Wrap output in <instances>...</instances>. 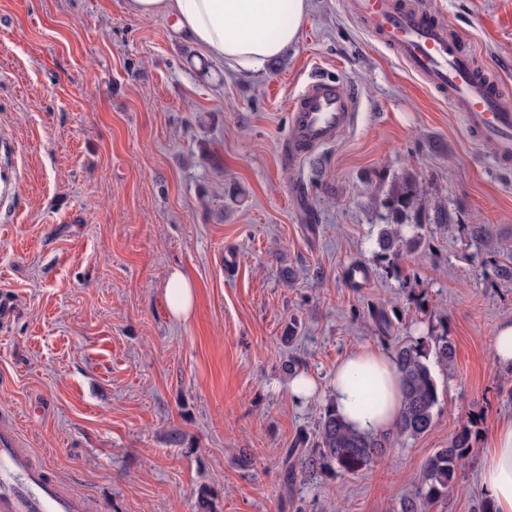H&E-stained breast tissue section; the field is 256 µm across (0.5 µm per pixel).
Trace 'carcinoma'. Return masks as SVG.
Listing matches in <instances>:
<instances>
[{"label":"carcinoma","mask_w":512,"mask_h":512,"mask_svg":"<svg viewBox=\"0 0 512 512\" xmlns=\"http://www.w3.org/2000/svg\"><path fill=\"white\" fill-rule=\"evenodd\" d=\"M424 204V190L413 174H406L390 186L382 203L386 224L378 235V246L383 254L393 251L401 228L406 226L411 213ZM432 357L443 366L453 360L454 347L448 337L436 336L429 342L420 337L396 347L393 352L404 389V405L395 434L377 437L356 432L328 405L319 422L313 447L301 448L295 444L286 450L284 484L292 485L300 475L312 476L319 470L333 467L346 473L358 472L390 452L401 439L427 433L433 425L439 400L437 382L429 365ZM471 438L472 430L466 427L448 447L427 460L418 491L401 499L399 512H423L427 505L448 499L472 448Z\"/></svg>","instance_id":"obj_1"}]
</instances>
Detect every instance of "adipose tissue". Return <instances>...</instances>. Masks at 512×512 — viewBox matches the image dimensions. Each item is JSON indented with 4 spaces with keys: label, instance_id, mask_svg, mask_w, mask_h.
I'll list each match as a JSON object with an SVG mask.
<instances>
[{
    "label": "adipose tissue",
    "instance_id": "ef3b65f1",
    "mask_svg": "<svg viewBox=\"0 0 512 512\" xmlns=\"http://www.w3.org/2000/svg\"><path fill=\"white\" fill-rule=\"evenodd\" d=\"M138 16L173 17L212 59L257 73L294 46L311 0H126ZM333 408L353 430L392 432L403 408L400 374L390 352L363 345L347 354L329 382ZM481 487L495 512H512V420L494 432L484 455Z\"/></svg>",
    "mask_w": 512,
    "mask_h": 512
}]
</instances>
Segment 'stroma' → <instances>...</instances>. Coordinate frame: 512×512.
<instances>
[{
  "instance_id": "obj_1",
  "label": "stroma",
  "mask_w": 512,
  "mask_h": 512,
  "mask_svg": "<svg viewBox=\"0 0 512 512\" xmlns=\"http://www.w3.org/2000/svg\"><path fill=\"white\" fill-rule=\"evenodd\" d=\"M431 2L512 84V0ZM319 74L357 97L354 125L292 160L293 101ZM4 154L0 433L92 512H196L203 491L213 512H397L467 425L457 487L427 512H484L483 457L512 419V370L492 355L512 322V164L347 0H314L257 75L125 0H0ZM410 172L428 203L393 262L375 245L381 203ZM176 270L196 288L185 321L164 295ZM441 335L455 358L431 367L425 435L284 485V448L327 405L295 402L294 373L324 384L359 345Z\"/></svg>"
}]
</instances>
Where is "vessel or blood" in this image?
<instances>
[{"label":"vessel or blood","mask_w":512,"mask_h":512,"mask_svg":"<svg viewBox=\"0 0 512 512\" xmlns=\"http://www.w3.org/2000/svg\"><path fill=\"white\" fill-rule=\"evenodd\" d=\"M352 14L387 43L425 85L448 97L479 141L492 142L500 159L512 158V89L478 73L472 53L446 22L403 7L399 0H350ZM357 100L340 82L313 78L295 98L288 137L291 152L333 143L354 119ZM77 496L49 481L44 469L0 437V512H84Z\"/></svg>","instance_id":"vessel-or-blood-1"}]
</instances>
